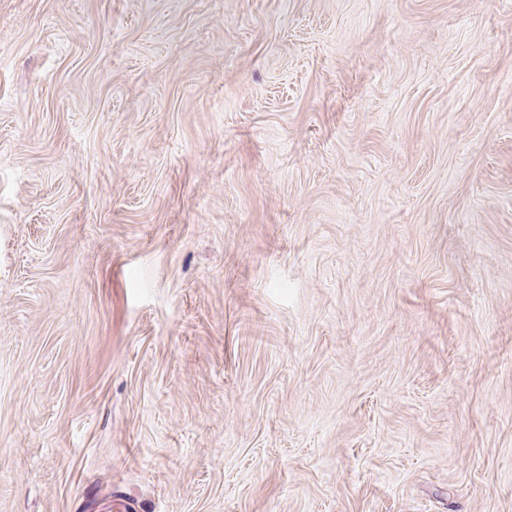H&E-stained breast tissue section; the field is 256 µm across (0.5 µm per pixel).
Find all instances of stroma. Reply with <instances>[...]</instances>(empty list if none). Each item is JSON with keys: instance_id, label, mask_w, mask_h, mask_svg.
Wrapping results in <instances>:
<instances>
[{"instance_id": "stroma-1", "label": "stroma", "mask_w": 512, "mask_h": 512, "mask_svg": "<svg viewBox=\"0 0 512 512\" xmlns=\"http://www.w3.org/2000/svg\"><path fill=\"white\" fill-rule=\"evenodd\" d=\"M512 512V0H0V512Z\"/></svg>"}]
</instances>
